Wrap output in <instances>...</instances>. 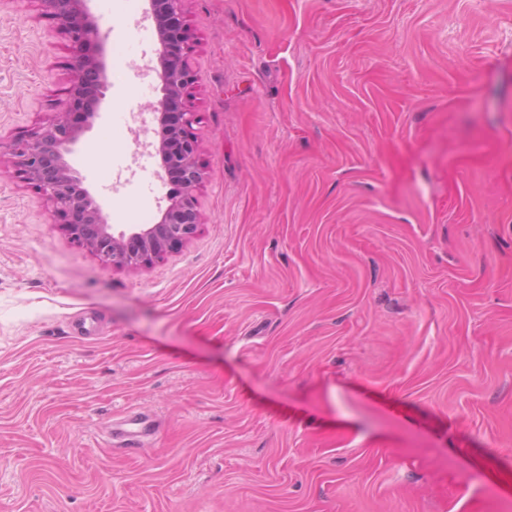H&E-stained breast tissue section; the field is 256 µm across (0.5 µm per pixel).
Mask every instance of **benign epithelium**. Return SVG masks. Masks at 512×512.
Returning <instances> with one entry per match:
<instances>
[{
    "mask_svg": "<svg viewBox=\"0 0 512 512\" xmlns=\"http://www.w3.org/2000/svg\"><path fill=\"white\" fill-rule=\"evenodd\" d=\"M36 2L41 15L69 42L73 77L67 98L52 117L8 147L10 165L17 177L46 198L55 221L81 247L115 268H147L179 248L201 224L196 194L205 172L196 126L202 117L194 104L197 78L189 58L196 41L185 16L186 0H147L144 10L157 33V65L151 71L162 92L153 105L158 121L153 147L161 171L181 175L180 191L169 199L159 223L121 230L109 224L95 197L82 187L81 172L68 161L98 117L93 110L83 124H75L80 103L88 97L99 102L109 90L106 36L90 0Z\"/></svg>",
    "mask_w": 512,
    "mask_h": 512,
    "instance_id": "benign-epithelium-1",
    "label": "benign epithelium"
}]
</instances>
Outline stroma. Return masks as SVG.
<instances>
[{"instance_id":"obj_1","label":"stroma","mask_w":512,"mask_h":512,"mask_svg":"<svg viewBox=\"0 0 512 512\" xmlns=\"http://www.w3.org/2000/svg\"><path fill=\"white\" fill-rule=\"evenodd\" d=\"M145 0H92L109 70ZM201 224L102 263L0 169V512H512V0H187ZM67 42L0 0V143ZM111 82L75 153L134 155ZM158 158L102 210H163ZM159 423L139 453L109 428Z\"/></svg>"}]
</instances>
